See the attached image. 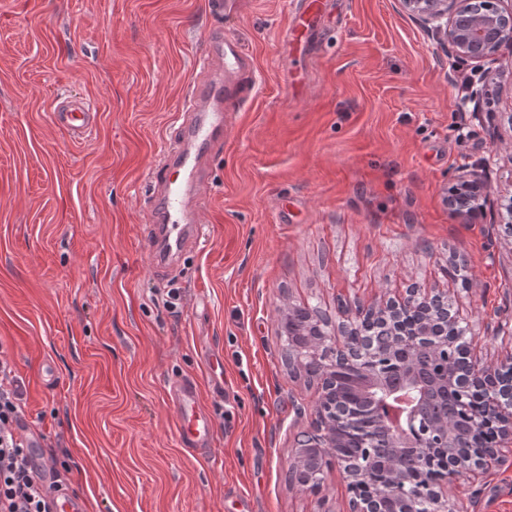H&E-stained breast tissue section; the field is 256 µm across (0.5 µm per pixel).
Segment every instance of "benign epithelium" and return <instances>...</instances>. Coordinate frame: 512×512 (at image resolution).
I'll return each instance as SVG.
<instances>
[{"label":"benign epithelium","mask_w":512,"mask_h":512,"mask_svg":"<svg viewBox=\"0 0 512 512\" xmlns=\"http://www.w3.org/2000/svg\"><path fill=\"white\" fill-rule=\"evenodd\" d=\"M400 10L421 25L448 55L461 61L481 62L512 51V3L506 0H396ZM458 186L446 197L451 214L463 223L473 222L488 203L483 175L464 170ZM500 237L512 242V194L496 199ZM309 335L314 340L299 348L298 359L319 365L321 394L316 403V421L308 439L299 444L293 460L336 464L354 493L353 512H387L389 496L372 487L362 494L357 484L364 479L355 460L340 448L359 418L355 406L346 402L335 386L336 373L352 369L358 373L353 390H383L374 378L380 353L406 349L410 357L404 371L408 382H417L413 357L448 347V326L460 323V312L448 296L422 293L410 288L398 297L368 305L347 306L336 319L309 317ZM443 390L461 387L479 396L478 425L469 438V455L462 459L432 440L413 445V450L440 461V473L418 478L428 512H454L448 496V477L464 471L483 470L502 448L512 447V353L494 364L473 358L470 346L457 354L456 371L439 383Z\"/></svg>","instance_id":"benign-epithelium-1"}]
</instances>
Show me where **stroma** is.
I'll list each match as a JSON object with an SVG mask.
<instances>
[{"mask_svg":"<svg viewBox=\"0 0 512 512\" xmlns=\"http://www.w3.org/2000/svg\"><path fill=\"white\" fill-rule=\"evenodd\" d=\"M292 0H0V356L25 420L84 512H347L336 469L321 493L289 483L316 382L286 362L281 309L328 314L405 288L456 299L471 349L512 316V246L492 214L444 197L488 162L512 192V52L453 65L396 0H334L312 52H282ZM222 22L258 84L210 161L206 242L177 277L150 271L143 181L193 86L197 40ZM489 95L458 107L460 77ZM87 102L76 140L56 99ZM177 291L176 308L167 305ZM195 379L213 453L179 446L168 383ZM457 512H512V449L448 486Z\"/></svg>","mask_w":512,"mask_h":512,"instance_id":"obj_1","label":"stroma"}]
</instances>
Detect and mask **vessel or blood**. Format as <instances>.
Instances as JSON below:
<instances>
[{
	"mask_svg": "<svg viewBox=\"0 0 512 512\" xmlns=\"http://www.w3.org/2000/svg\"><path fill=\"white\" fill-rule=\"evenodd\" d=\"M325 0H298L293 10L290 43L310 46ZM255 85L253 67L240 42L213 25L204 30L197 72L190 94L164 149L146 173L144 199L149 267L154 276L171 275L177 258L205 242L202 198L210 183V161L224 149L230 99L244 101ZM54 118L73 138H84L97 114L81 100L57 103ZM169 398L176 413L182 448L209 447L213 417L202 405L194 380L173 381Z\"/></svg>",
	"mask_w": 512,
	"mask_h": 512,
	"instance_id": "vessel-or-blood-1",
	"label": "vessel or blood"
}]
</instances>
